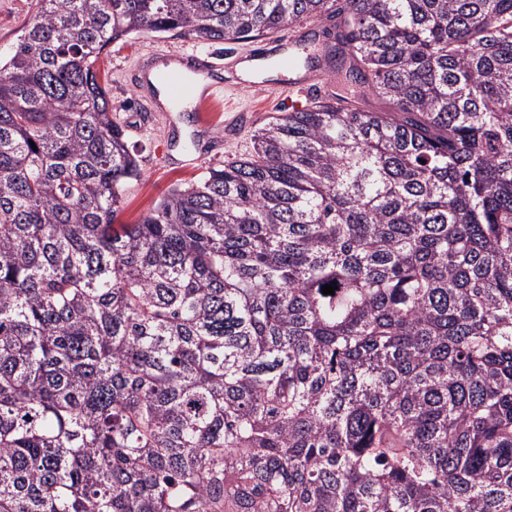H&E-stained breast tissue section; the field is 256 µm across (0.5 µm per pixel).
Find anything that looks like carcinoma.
<instances>
[{"mask_svg":"<svg viewBox=\"0 0 512 512\" xmlns=\"http://www.w3.org/2000/svg\"><path fill=\"white\" fill-rule=\"evenodd\" d=\"M306 19L388 109L275 116L118 222L102 54ZM0 512H512V0H36L0 60Z\"/></svg>","mask_w":512,"mask_h":512,"instance_id":"1","label":"carcinoma"}]
</instances>
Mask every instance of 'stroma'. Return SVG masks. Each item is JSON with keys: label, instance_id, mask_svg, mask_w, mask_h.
Here are the masks:
<instances>
[{"label": "stroma", "instance_id": "35a3bbf8", "mask_svg": "<svg viewBox=\"0 0 512 512\" xmlns=\"http://www.w3.org/2000/svg\"><path fill=\"white\" fill-rule=\"evenodd\" d=\"M35 0H0V57L12 52L22 29L34 14ZM155 49L189 50L199 57H247L255 43L198 42L139 33L113 44L99 68L110 83L112 113L139 155L142 176L125 191L119 219L137 223L174 185L187 184L208 167L243 157L252 148L254 132L271 117L287 113L288 102L276 92L277 80L242 83L224 78L222 100L201 128L195 112H158L150 107L135 79L148 53Z\"/></svg>", "mask_w": 512, "mask_h": 512}]
</instances>
